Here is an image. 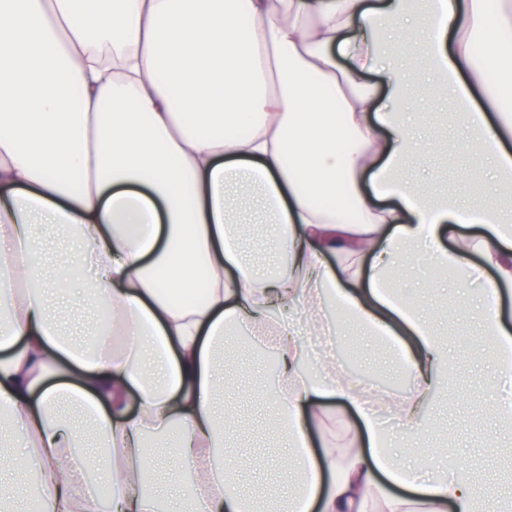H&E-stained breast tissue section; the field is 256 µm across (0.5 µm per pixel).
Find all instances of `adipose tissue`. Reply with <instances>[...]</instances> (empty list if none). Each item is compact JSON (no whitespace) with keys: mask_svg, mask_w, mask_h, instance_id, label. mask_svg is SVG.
I'll return each instance as SVG.
<instances>
[{"mask_svg":"<svg viewBox=\"0 0 512 512\" xmlns=\"http://www.w3.org/2000/svg\"><path fill=\"white\" fill-rule=\"evenodd\" d=\"M465 114L493 172L512 175V0H0V419L16 468L39 479L44 512H156L145 479L150 437L171 439L168 512H260L227 458L235 422L215 402L226 337L250 336L276 361L265 392L288 436L291 495L268 512H367L382 481L417 492L382 512H486L447 461L392 454L378 420L424 435L452 384L428 317L394 278L411 258L456 268L460 284L495 277L481 297L484 336L512 378L500 288L512 285V213L497 196L472 205L410 181L438 113L412 111V58ZM265 213L276 250L251 264L230 198ZM62 228L77 261L61 280L92 289L109 328L68 337L51 300L39 226ZM480 228L459 246L462 225ZM202 287L181 304L169 288ZM347 318L398 348L409 387L392 396L311 363L303 338ZM358 420L351 453L313 441L327 403ZM105 445L106 458L78 452Z\"/></svg>","mask_w":512,"mask_h":512,"instance_id":"ef3b65f1","label":"adipose tissue"}]
</instances>
